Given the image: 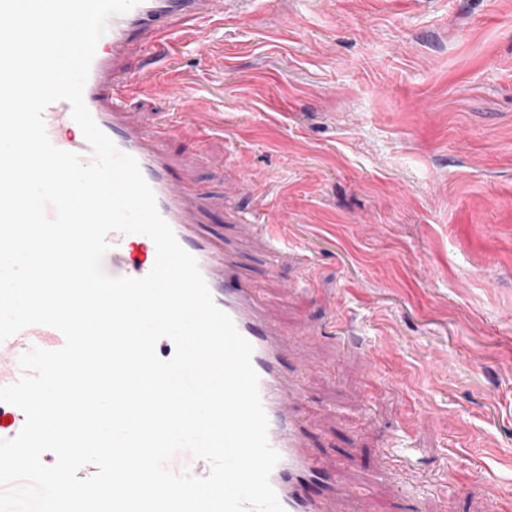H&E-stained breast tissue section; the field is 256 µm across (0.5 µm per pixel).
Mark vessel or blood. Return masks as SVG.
<instances>
[{
	"label": "vessel or blood",
	"mask_w": 512,
	"mask_h": 512,
	"mask_svg": "<svg viewBox=\"0 0 512 512\" xmlns=\"http://www.w3.org/2000/svg\"><path fill=\"white\" fill-rule=\"evenodd\" d=\"M225 0H140L129 12L112 16L109 38L96 47L84 87V102L100 130L117 149L134 157L151 187L157 208L179 244L197 261L215 304L234 322L253 347L252 365L259 378V394L268 418V442L279 461L270 483L284 512H349L366 507L369 491L347 484L342 470H327L325 462L309 446L306 424L299 413L304 397L303 364L287 366L288 339L271 312L262 289L241 271L224 249V237L204 223L205 199L186 179L176 177L178 161L170 150L178 134L201 128L200 113L182 111L159 125L134 122L128 109L134 86L125 76L134 51L144 60L156 61L168 41V20L185 14L200 19L223 15ZM50 142L76 153L83 163L94 160L84 137L69 136L75 128L72 107L58 100L43 112ZM104 256L113 276L140 278L156 260V246L146 235L110 232ZM63 334L50 326L31 325L0 342V386L16 383L23 375L22 354L38 347H63Z\"/></svg>",
	"instance_id": "vessel-or-blood-1"
}]
</instances>
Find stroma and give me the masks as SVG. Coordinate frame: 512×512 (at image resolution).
<instances>
[{
    "instance_id": "35a3bbf8",
    "label": "stroma",
    "mask_w": 512,
    "mask_h": 512,
    "mask_svg": "<svg viewBox=\"0 0 512 512\" xmlns=\"http://www.w3.org/2000/svg\"><path fill=\"white\" fill-rule=\"evenodd\" d=\"M132 102L289 335L313 447L368 512H512V0H235L170 21ZM295 250L279 276L251 228ZM415 455L399 477L383 452Z\"/></svg>"
}]
</instances>
